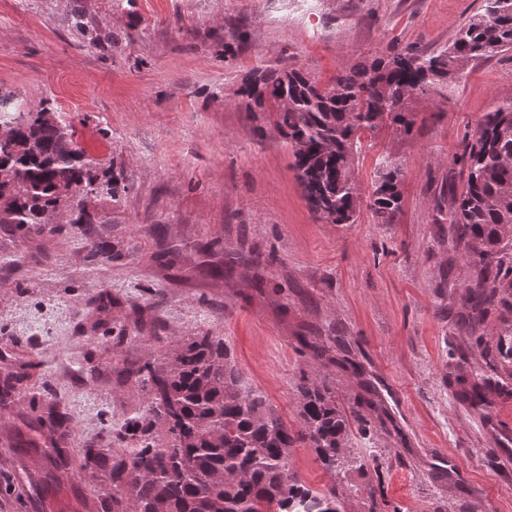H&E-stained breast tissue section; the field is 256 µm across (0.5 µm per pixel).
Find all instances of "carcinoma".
I'll return each instance as SVG.
<instances>
[{"mask_svg":"<svg viewBox=\"0 0 512 512\" xmlns=\"http://www.w3.org/2000/svg\"><path fill=\"white\" fill-rule=\"evenodd\" d=\"M512 49V0H485L439 51L408 47L376 57L322 88L302 70L268 67L241 92L255 107L276 114L275 129L293 149L296 176L310 210L331 224H353L360 203L352 163L362 131L387 120L410 132L408 101L415 92L442 94L466 65ZM50 102L35 113L0 105V229L35 238L48 229L45 216L65 209L81 237L106 252L86 198L112 194V179L75 148L71 134L53 117ZM462 191L448 193V221L456 241L475 256L476 275L461 299L473 328L489 308L512 296V100L486 113L462 155L454 160ZM402 169L390 156L379 160L371 208L380 224L401 208ZM143 393L142 405L112 430V447L88 442L78 457L56 443L39 448L37 438L5 436L20 460L38 457L48 480L77 469L91 484L96 512H341L350 457V420L369 425L360 408L337 404L326 382L301 372L300 427L292 430L267 398L245 382L222 336H192L163 357L124 366ZM27 378L25 366L0 375V407L13 403ZM492 378L476 374L464 400L481 405ZM67 413L45 404L32 431L57 434ZM306 443L334 474L327 490L308 488L293 471V448Z\"/></svg>","mask_w":512,"mask_h":512,"instance_id":"cac0c4a2","label":"carcinoma"}]
</instances>
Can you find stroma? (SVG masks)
Masks as SVG:
<instances>
[{"label":"stroma","mask_w":512,"mask_h":512,"mask_svg":"<svg viewBox=\"0 0 512 512\" xmlns=\"http://www.w3.org/2000/svg\"><path fill=\"white\" fill-rule=\"evenodd\" d=\"M484 0H0V91L28 109L50 101L76 148L114 175L89 196L105 254L67 216L34 240L0 230V346L37 368L0 435L22 428L31 400L73 415L70 444L105 437L142 401L117 359L142 361L178 341L224 337L248 385L299 428L300 369L338 404L375 393L352 456L346 512L380 484L381 512H512V462L493 424H512V310L458 326L475 263L437 222L448 161L479 119L512 99V50L469 62L444 95H414L410 133L361 135L353 169L364 195L352 224L319 221L274 129L275 113L239 92L291 64L320 86L393 50L451 44ZM234 56L225 59V47ZM400 164L401 209L378 223L368 193L381 156ZM244 262L223 267V254ZM109 289L117 305L99 313ZM130 340L114 353L111 336ZM323 341L331 362L305 340ZM508 387L491 422L460 401L456 376ZM385 413L390 428L376 424Z\"/></svg>","instance_id":"35a3bbf8"}]
</instances>
